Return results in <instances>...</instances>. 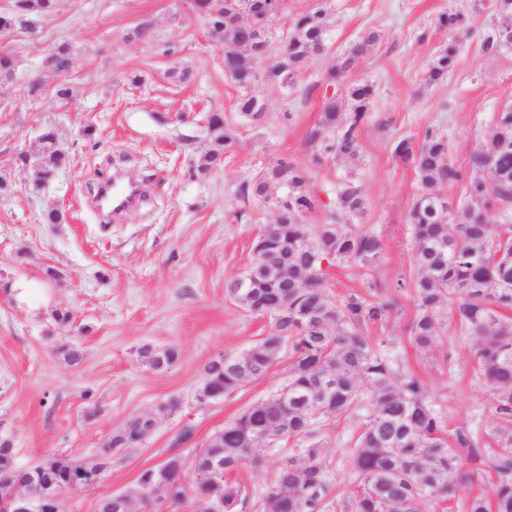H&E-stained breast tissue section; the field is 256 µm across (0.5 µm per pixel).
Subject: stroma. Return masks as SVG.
Masks as SVG:
<instances>
[{
  "mask_svg": "<svg viewBox=\"0 0 512 512\" xmlns=\"http://www.w3.org/2000/svg\"><path fill=\"white\" fill-rule=\"evenodd\" d=\"M315 0H285L273 26L268 54L274 63L298 14ZM471 18L467 33L440 27L441 14ZM327 48L296 75L291 87L256 82L268 103L259 120L238 112L237 86L224 71V47L210 38L184 0H57L36 33L16 28L0 39V52L16 60L11 83L0 87V439L11 440L18 466L54 455L94 463L112 434L136 416L152 414L153 432L114 451L99 483L63 494L65 512H93L105 494L138 495V476L167 457L183 459L192 479L195 452L225 423L288 381L289 360L267 375L214 400L201 399L203 368L221 354L238 355L272 329L269 316L243 309L225 292L249 267L253 241L274 223L270 201L244 199L245 181L281 158L311 170L309 188L319 198L301 223L325 224L336 209V190L356 171L365 197L360 224L382 237L375 267L328 268L330 296L369 295L381 285L395 304L388 331L406 368L426 385L445 418L449 436L490 429L493 398L474 374L466 337L447 331L432 351L410 345L416 314L410 291L395 290L416 273L410 210L419 193L413 169L395 159L397 141H420L432 127L448 137V156L465 167L488 139L491 118L512 107V43L489 51L486 36L501 25L492 5L474 11L473 0H327ZM148 23L149 39L129 41ZM379 40L364 44L366 31ZM72 47L67 76L46 64L60 43ZM457 48L444 81L428 71L448 44ZM357 53L349 81L373 85L371 113L360 129L357 161L326 157L311 164L323 145L309 139L324 103L325 73ZM139 76L132 86L131 76ZM41 96L30 97V80ZM67 82L72 93L59 99ZM221 110L238 137L222 166L195 172L211 148L207 117ZM53 129L67 163L40 188L17 168L20 152L37 154L43 129ZM148 188L144 202L112 221L90 202L114 169ZM59 211L61 223L45 215ZM55 269L49 278L47 269ZM77 346L68 363L61 345ZM175 348L179 357L162 371L150 369L139 350ZM360 420L347 415L320 429L333 494L350 487L349 450Z\"/></svg>",
  "mask_w": 512,
  "mask_h": 512,
  "instance_id": "stroma-1",
  "label": "stroma"
}]
</instances>
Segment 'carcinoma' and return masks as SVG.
<instances>
[{
    "instance_id": "carcinoma-1",
    "label": "carcinoma",
    "mask_w": 512,
    "mask_h": 512,
    "mask_svg": "<svg viewBox=\"0 0 512 512\" xmlns=\"http://www.w3.org/2000/svg\"><path fill=\"white\" fill-rule=\"evenodd\" d=\"M14 9L0 13V35L17 25L34 30L39 18L50 14L56 0H13ZM190 10L203 12L211 37L224 44V70L240 89L238 112L257 120L266 101L251 92L257 81L254 64L266 52L272 31L254 37L250 53H244L238 31L224 18L241 15L247 0H188ZM495 10L508 23L487 36L491 50L512 42V0H495ZM326 4L324 0L294 23V33L284 48L286 68L275 70L282 83L294 80L301 66L325 51ZM439 24L451 30L469 29L461 12L443 14ZM455 46L439 53L429 70V80L440 81L453 67ZM71 47L62 43L49 61L59 74L67 73ZM355 63L350 55L327 74L326 85L343 83ZM372 85L347 86L349 111L335 97L325 99L313 141L325 143L324 155L358 158L359 130L372 107ZM212 148L201 158L196 172L205 174L224 161V152L236 141L237 127L224 122L215 110L207 125ZM55 134H41L37 155L21 152L18 167L34 188L46 184L66 164L54 145ZM394 156L412 167L421 193L410 213L415 242L416 277L397 287L412 289L416 316L409 342L427 352L448 322L469 337L475 354L474 372L493 395L494 426L489 433L494 446L485 454L487 440L477 432L457 434L453 447L445 437L442 413L432 404L426 385L404 370L389 335L370 336L368 329L385 330L393 312L381 289L371 297L351 293L333 298L325 292L322 263L369 268L381 259L384 243L370 228L351 220L363 212L362 186L349 172L336 191V210L329 224L310 227L298 221L315 208L319 198L310 192V171L285 159L251 181L254 197L269 201L274 182L284 193L276 204L280 217L266 224L253 244V260L242 278L227 284L226 293L252 313L268 315L273 330L246 352L221 354L204 367V386L217 391L215 398L231 394L264 377L283 354L290 359L288 383L275 394L246 408L224 424L194 457V477L185 482L175 470L166 484L139 493L141 507L156 512L155 503L182 506L218 481L223 512H241L253 505L261 512H425L451 502L459 512H512V108L493 117L488 143L472 152L465 169L451 163L448 136L425 131L421 143L398 141ZM466 184L469 203L454 209L437 189L445 183ZM140 357L153 370H163L178 358L176 349L142 347ZM359 416L362 428L350 452L353 487L345 497H330L329 465L318 440L320 426L346 413ZM137 416L112 435V450L142 442L147 434ZM295 440L297 447L278 457L274 478L259 496L226 475L256 460L261 451H278L279 444ZM467 452H462V449ZM0 446V487L15 485L38 493L37 478L66 483L88 463L70 457L19 468ZM492 458L496 481L491 494L464 491V484L483 477L486 458ZM224 463L213 479L207 467L211 459Z\"/></svg>"
}]
</instances>
